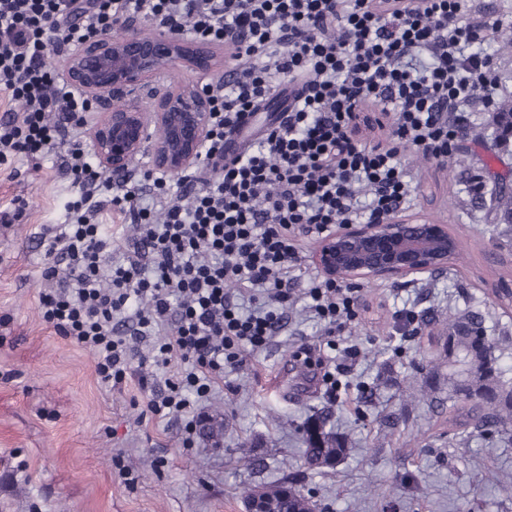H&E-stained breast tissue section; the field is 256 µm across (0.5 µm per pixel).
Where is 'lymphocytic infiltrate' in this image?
Returning <instances> with one entry per match:
<instances>
[{
    "instance_id": "1",
    "label": "lymphocytic infiltrate",
    "mask_w": 512,
    "mask_h": 512,
    "mask_svg": "<svg viewBox=\"0 0 512 512\" xmlns=\"http://www.w3.org/2000/svg\"><path fill=\"white\" fill-rule=\"evenodd\" d=\"M130 16L224 43L227 69L211 94L205 171L171 183L148 170L144 186L118 189L75 132L88 102L45 59ZM501 27L474 16L472 0H0V165L61 148L72 189L64 223L39 238L42 320L93 355L107 386L133 364L180 361L148 398L153 415L207 401L242 348L282 329L302 271L296 233L403 210L402 148L446 162L477 101L497 124L504 86L479 47ZM283 87L280 121L225 159V138ZM107 212L129 224V252H113ZM305 295L329 333L358 317L353 289L335 281Z\"/></svg>"
}]
</instances>
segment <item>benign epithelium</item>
Masks as SVG:
<instances>
[{"instance_id":"obj_1","label":"benign epithelium","mask_w":512,"mask_h":512,"mask_svg":"<svg viewBox=\"0 0 512 512\" xmlns=\"http://www.w3.org/2000/svg\"><path fill=\"white\" fill-rule=\"evenodd\" d=\"M127 35H95L72 49L65 74L76 93L96 105L86 123L89 149L118 183L135 176L144 158L153 168L182 174L207 149L212 113L203 83L162 89L156 78L178 63L210 74L222 64L220 50L171 31L152 30L138 18L120 22ZM154 100V110L140 103ZM454 239L448 226L399 215L376 224L343 226L321 244L313 262L330 280L432 275L448 266Z\"/></svg>"}]
</instances>
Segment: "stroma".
<instances>
[{
  "label": "stroma",
  "mask_w": 512,
  "mask_h": 512,
  "mask_svg": "<svg viewBox=\"0 0 512 512\" xmlns=\"http://www.w3.org/2000/svg\"><path fill=\"white\" fill-rule=\"evenodd\" d=\"M461 154L469 168L427 162L403 151L415 192L407 214H422L458 235L461 256L435 276L362 279L353 284L362 312L334 337L299 299L286 327L203 406L219 436L182 445V418L147 412L166 373L103 385L91 354L58 335L39 313L45 225L64 220L69 189L61 155L34 159L21 177L0 165V205L20 198L23 215L0 223V512H244L241 490L290 480L320 512H512L499 489L512 473V441L467 436L449 424L448 385L430 381L428 399H411L406 382L436 352L431 318L476 311L489 335L505 338L499 365L512 382V313L495 302L512 289V235L494 230L475 207L470 184L498 175L512 185V156L497 145L481 105ZM414 313L415 333L399 331L396 310ZM333 342L343 360L359 351L337 390L294 359L301 345ZM147 386H140V378ZM329 410L349 453L332 469L302 458L304 422ZM132 469L134 486L116 474Z\"/></svg>",
  "instance_id": "obj_1"
}]
</instances>
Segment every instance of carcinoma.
<instances>
[{
	"label": "carcinoma",
	"mask_w": 512,
	"mask_h": 512,
	"mask_svg": "<svg viewBox=\"0 0 512 512\" xmlns=\"http://www.w3.org/2000/svg\"><path fill=\"white\" fill-rule=\"evenodd\" d=\"M491 202L501 217L512 216V193L496 190ZM448 337L454 338L448 355V403L455 417L472 427L470 435L503 436L512 433V389L503 380L495 355L499 339L489 336L484 318L467 312L448 319ZM325 410L306 421L303 457L312 470L335 468L347 453L345 441L327 427ZM257 500L256 512H315L316 504L285 483L251 489L244 497Z\"/></svg>",
	"instance_id": "cac0c4a2"
}]
</instances>
